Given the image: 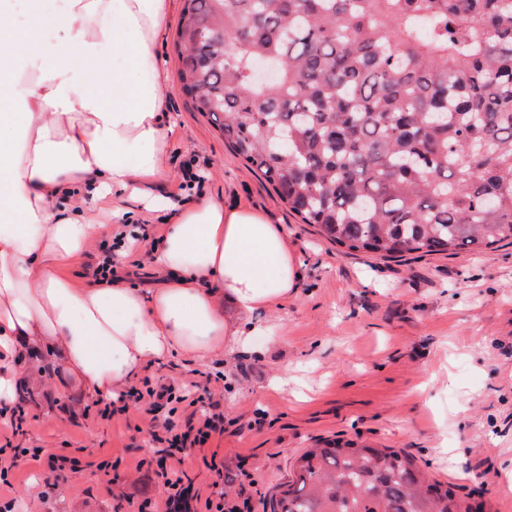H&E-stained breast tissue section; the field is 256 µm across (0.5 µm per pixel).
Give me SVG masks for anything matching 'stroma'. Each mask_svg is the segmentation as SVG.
I'll return each instance as SVG.
<instances>
[{"label":"stroma","instance_id":"1","mask_svg":"<svg viewBox=\"0 0 512 512\" xmlns=\"http://www.w3.org/2000/svg\"><path fill=\"white\" fill-rule=\"evenodd\" d=\"M174 6L157 42L169 76L168 131L165 164L150 191L165 202L195 201V192L179 185L194 155L205 156V196L270 214L300 264L297 292L255 314L275 326L273 337H255L259 353L172 361L151 371L185 384L223 372L224 436L209 448L223 456L233 479L230 498L248 501L250 512H268L306 449L353 443L405 450L432 479L479 492L487 512H512L502 484L512 467V244L481 255L384 260L322 239L194 109L175 50L183 0ZM116 206L123 223L151 224L160 235L168 230L165 211L126 194L94 204L106 224ZM283 374L287 391L274 390ZM23 396L22 445L50 453L79 446L87 467L79 489L59 486L41 504L44 471L29 465L15 481L21 503L31 512H125L107 495L96 464L114 461L119 475L142 461L154 464L147 419L117 415L76 426L50 407L39 385L29 384Z\"/></svg>","mask_w":512,"mask_h":512}]
</instances>
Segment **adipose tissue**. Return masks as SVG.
I'll return each instance as SVG.
<instances>
[{
  "label": "adipose tissue",
  "instance_id": "adipose-tissue-1",
  "mask_svg": "<svg viewBox=\"0 0 512 512\" xmlns=\"http://www.w3.org/2000/svg\"><path fill=\"white\" fill-rule=\"evenodd\" d=\"M171 0H0V401L26 350L108 394L173 358L206 361L269 336L255 311L296 293L298 261L263 212L171 208L159 288L74 287L61 273L96 229L87 193L147 196L164 166L168 75L156 52ZM68 206L55 210L59 198Z\"/></svg>",
  "mask_w": 512,
  "mask_h": 512
}]
</instances>
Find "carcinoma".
<instances>
[{"instance_id":"carcinoma-1","label":"carcinoma","mask_w":512,"mask_h":512,"mask_svg":"<svg viewBox=\"0 0 512 512\" xmlns=\"http://www.w3.org/2000/svg\"><path fill=\"white\" fill-rule=\"evenodd\" d=\"M175 47L196 111L329 242L512 241V0H185ZM257 60L277 78L257 84ZM271 512L473 510L403 450L334 446L299 457Z\"/></svg>"}]
</instances>
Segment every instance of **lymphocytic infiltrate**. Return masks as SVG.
I'll return each instance as SVG.
<instances>
[{
	"label": "lymphocytic infiltrate",
	"instance_id": "obj_1",
	"mask_svg": "<svg viewBox=\"0 0 512 512\" xmlns=\"http://www.w3.org/2000/svg\"><path fill=\"white\" fill-rule=\"evenodd\" d=\"M61 409L71 421L97 417L112 419L115 414L137 411L152 418L151 444L159 455L158 467L141 472L131 482L112 476L109 461L98 463V470L107 473L108 492L111 497L135 508L136 512H241L240 504L225 498L223 491L200 500L192 485L186 484L170 462L185 449L203 447L212 436L224 430V405L211 388L194 394L188 385H177L160 378L145 379L141 386H129L116 391L114 396L88 402L82 396L68 397ZM23 404L0 405V435L9 440L0 445V487L11 486L14 476L31 463L46 465L47 476L40 500H47L58 484L77 480L83 470L79 458L45 453L42 447L26 448L12 444L25 420ZM159 484L165 497L156 501L147 497L149 485Z\"/></svg>",
	"mask_w": 512,
	"mask_h": 512
}]
</instances>
